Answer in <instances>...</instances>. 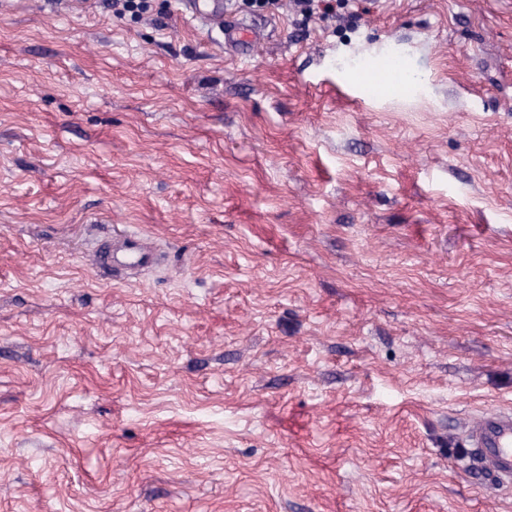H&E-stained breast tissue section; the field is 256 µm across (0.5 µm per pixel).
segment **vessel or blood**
Returning a JSON list of instances; mask_svg holds the SVG:
<instances>
[{
    "label": "vessel or blood",
    "instance_id": "b4317fda",
    "mask_svg": "<svg viewBox=\"0 0 512 512\" xmlns=\"http://www.w3.org/2000/svg\"><path fill=\"white\" fill-rule=\"evenodd\" d=\"M176 4L180 15L219 30L225 46L238 52H250L265 38L263 27L257 24L244 20L225 24L226 0H176ZM401 79V67L383 56L351 77L366 96ZM89 258L95 267L117 275L149 268L157 262L158 255L143 237L121 235L90 251ZM468 440L470 447L478 451L481 467L500 480L512 481V413L499 411L477 415L468 424Z\"/></svg>",
    "mask_w": 512,
    "mask_h": 512
}]
</instances>
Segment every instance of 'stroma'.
<instances>
[{"mask_svg": "<svg viewBox=\"0 0 512 512\" xmlns=\"http://www.w3.org/2000/svg\"><path fill=\"white\" fill-rule=\"evenodd\" d=\"M230 15L0 0V512H512V0ZM177 11L184 18L197 21L210 29H217L224 36L225 47L247 54L265 39V29L245 20L224 26V14L229 1L176 0ZM402 68L388 57H378L361 71L351 76V81L364 96L380 91L385 84L397 83L402 79ZM89 258L92 265L112 273L113 276L138 272L158 261L153 247L142 236L137 235L113 237L108 244L90 251ZM470 448H477L480 466L501 481H512V414L482 413L467 425Z\"/></svg>", "mask_w": 512, "mask_h": 512, "instance_id": "stroma-1", "label": "stroma"}]
</instances>
